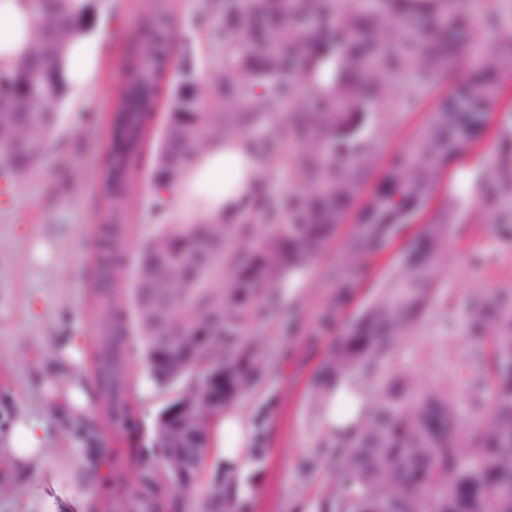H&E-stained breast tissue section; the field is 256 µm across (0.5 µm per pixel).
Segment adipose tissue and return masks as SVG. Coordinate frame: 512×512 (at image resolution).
I'll use <instances>...</instances> for the list:
<instances>
[{"instance_id":"adipose-tissue-1","label":"adipose tissue","mask_w":512,"mask_h":512,"mask_svg":"<svg viewBox=\"0 0 512 512\" xmlns=\"http://www.w3.org/2000/svg\"><path fill=\"white\" fill-rule=\"evenodd\" d=\"M29 18L25 0H0V65L11 64L23 46V32ZM107 42L96 28L75 35L65 56L64 75L70 92L88 91L105 55ZM260 161L253 140L246 135L213 138L187 169L180 183L162 191L175 212L191 221L203 222L223 215L232 223L248 214L260 184ZM39 379L44 399L39 414H19L7 440L0 444V470L27 485L26 505L30 512H106L112 473L101 449L50 447L51 425L85 422L89 409L78 400L79 376L65 361L40 365ZM366 399L356 384L342 385L323 412L322 432L334 435L337 428L357 419V409ZM250 428L237 409L228 410L213 435L228 467L241 475L253 467L249 451ZM68 459L90 470L96 483L87 489L61 478L56 462Z\"/></svg>"}]
</instances>
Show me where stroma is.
Masks as SVG:
<instances>
[{
  "label": "stroma",
  "instance_id": "obj_1",
  "mask_svg": "<svg viewBox=\"0 0 512 512\" xmlns=\"http://www.w3.org/2000/svg\"><path fill=\"white\" fill-rule=\"evenodd\" d=\"M223 0H105L100 27L111 33L122 24L124 36L111 43L95 86L86 96L68 97L51 135L41 165L22 182H0V431L22 411H39L43 394L32 368L34 357L52 360L53 344L62 337H85L71 363L84 375L87 403L96 415V434L78 429H53L49 441L69 442L109 451L113 476H124L123 489L112 493V512H126L129 494L150 499L155 512H204L200 486L221 472L223 460L209 453L199 487L178 491L165 482L142 485L140 460L154 456L156 417L173 390L147 385L143 346L131 336L127 354V400L137 426L127 429L109 422V398L97 391V359L104 338L98 327L104 293L95 278L99 241L108 221L101 197L99 172L110 148L115 98L122 95L126 68L144 43L151 22L170 33L168 72L182 66L207 71L210 81L202 97L214 102L220 92L222 57L215 33ZM503 93L493 105L491 127L461 164L443 177L418 221L401 226L376 253L362 259L348 255L345 244L357 217L349 211L298 291L272 298L267 312L241 331L267 365L257 386L238 404L251 427L254 465L245 480L254 489L246 512H317L323 470L308 464L326 445L321 417L310 403L311 382L342 329L377 292L398 263L419 225L443 203L462 201L458 222L439 271V297L433 312L414 328L400 351V362L426 388L446 383L455 387L464 422L480 415L465 383L475 366L473 346L462 334L466 309L478 297L512 291V217L505 215L499 193L485 177L484 159L497 155L501 138L512 130V62L500 68ZM448 83L433 82L417 98L405 101L392 119L389 135L375 147L379 165L404 151L428 122L435 100ZM166 108L158 106L145 163L128 198L126 221L131 252L140 248L164 223L169 208L153 193L152 169L165 124ZM302 147L281 143L282 162L262 181L260 200L288 199L297 189L291 162Z\"/></svg>",
  "mask_w": 512,
  "mask_h": 512
}]
</instances>
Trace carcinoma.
<instances>
[{"label":"carcinoma","instance_id":"cac0c4a2","mask_svg":"<svg viewBox=\"0 0 512 512\" xmlns=\"http://www.w3.org/2000/svg\"><path fill=\"white\" fill-rule=\"evenodd\" d=\"M27 44L8 67L0 66V176L23 179L48 146L68 97L60 70L74 31L95 21L103 0H25ZM477 0H224L217 40L224 61V98L201 109L198 81H179L169 96L167 120L155 153L154 180L177 183L209 136L262 130L297 92L307 96L288 113L281 133L307 144L293 168L302 192L292 199L288 222L243 253H226L231 225L215 216L192 229L170 222L153 236L133 280L132 321L143 342L145 374L159 390L179 387L193 395L224 373V403L188 445L200 466L210 452V430L224 410L255 386L260 365L238 346L245 324L267 293L300 280L335 235L357 201L374 165L372 145L388 132L401 98L435 79L453 78L470 41ZM484 57L448 88L410 148L395 155L362 205L348 238L357 256L381 247L409 224L433 197L443 175L475 146L488 125L502 80L492 56H512V5L488 15ZM146 55L156 80L165 76L167 45L155 34ZM373 117L371 134L364 123ZM142 134L124 115L113 127L106 159L112 224L103 269L112 285L127 277L128 225L124 196L133 189L142 157ZM491 179L512 212V152L498 155ZM457 204L449 203L423 225L381 288L328 350L310 389L324 409L335 387L348 380L380 381L358 424L336 438L326 463L317 512H435L465 488L483 490L477 512H512V296L479 297L465 336L487 351L488 365L474 384L485 415L465 424L457 394L446 385L422 387L399 364V351L438 296V273L448 253ZM232 272L213 288L218 265ZM120 297L105 307L112 352L113 420L132 421L122 349L127 323ZM235 490L207 499L208 512H232Z\"/></svg>","mask_w":512,"mask_h":512}]
</instances>
